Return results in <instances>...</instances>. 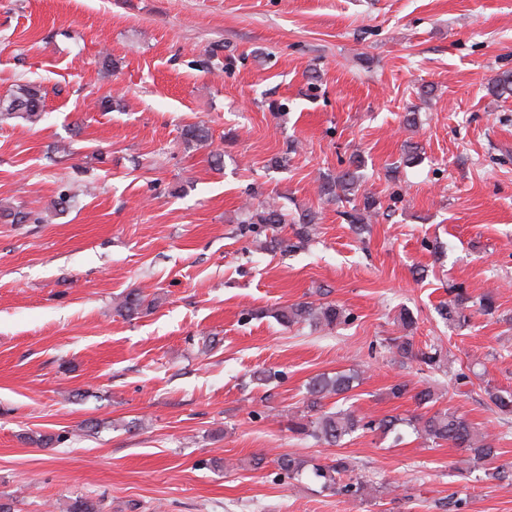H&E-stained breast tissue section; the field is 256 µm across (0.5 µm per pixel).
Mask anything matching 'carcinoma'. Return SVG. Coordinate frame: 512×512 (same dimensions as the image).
Listing matches in <instances>:
<instances>
[{
	"label": "carcinoma",
	"instance_id": "cac0c4a2",
	"mask_svg": "<svg viewBox=\"0 0 512 512\" xmlns=\"http://www.w3.org/2000/svg\"><path fill=\"white\" fill-rule=\"evenodd\" d=\"M490 91L498 97L512 96V70L501 72L493 79ZM46 90L35 81H24L15 85V89L0 98V125L21 119L31 125L37 124L44 113ZM181 137L186 148L203 147L212 144V135L208 127L199 124L188 125L182 129ZM356 160L350 159L333 180H324L319 186V194L329 200L345 202L352 208L342 212L356 231L363 229L365 223L379 214V202L369 193L362 194L358 201L351 196L357 180ZM72 195L63 189L50 200L45 210L63 213L66 211ZM3 217L12 224H41L42 212L31 210L23 205L3 211ZM284 213L273 200H263L246 205L245 219L241 233L251 237V243L257 251L273 252L299 248L313 240L315 236V216L307 213L293 229V239L281 237ZM448 305L440 316L448 325L463 328L468 325L472 313L493 315L497 311L492 292L475 295L466 288H453ZM155 300L140 290L126 294L116 305L117 313L132 318L143 310L151 308ZM274 318L286 327L309 325L316 329H334L348 319L345 309L335 301H297L283 306L274 312ZM387 347L394 356L410 362H416L430 369L439 366L442 347L430 344L418 346L414 337L394 336L387 339ZM360 374L356 370L338 371L333 374H318L307 382L303 409L288 413V431L311 437L316 442L340 446L358 432L379 431L384 435L400 433L407 426L417 437L435 445L447 444L452 448H461L469 454V472L484 470L486 475L496 477L512 469V463L500 462V435L487 430L480 431L464 416L450 409L431 411L429 407L436 403L437 397L430 385L412 388L399 383L389 388L388 395L393 399L406 396L424 412L410 418L398 415H385L372 419L360 415L348 404L349 393L353 390ZM486 395L499 413L512 415V391L494 386L485 388ZM28 443L39 448H55L67 440L62 433H39L24 437ZM281 473L290 478L308 473L310 478L320 484L324 490L336 494L357 497L364 490L363 477L352 474V470L338 459L333 464H311L309 461L291 454H281L275 460ZM67 512H101L99 500L81 497L74 500Z\"/></svg>",
	"mask_w": 512,
	"mask_h": 512
}]
</instances>
